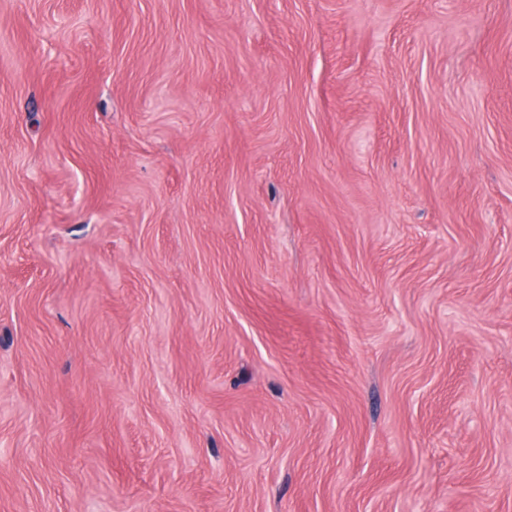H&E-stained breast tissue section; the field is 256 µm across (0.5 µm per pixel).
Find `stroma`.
<instances>
[{"label": "stroma", "mask_w": 512, "mask_h": 512, "mask_svg": "<svg viewBox=\"0 0 512 512\" xmlns=\"http://www.w3.org/2000/svg\"><path fill=\"white\" fill-rule=\"evenodd\" d=\"M0 512H512V0H0Z\"/></svg>", "instance_id": "1"}]
</instances>
